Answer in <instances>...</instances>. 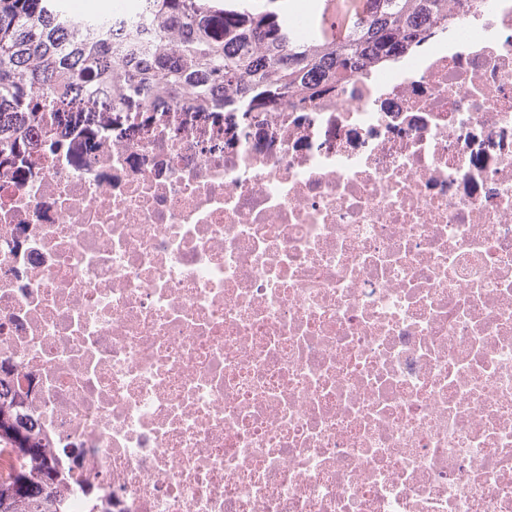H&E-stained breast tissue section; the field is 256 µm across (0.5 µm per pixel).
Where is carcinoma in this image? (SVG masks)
<instances>
[{"instance_id": "obj_1", "label": "carcinoma", "mask_w": 512, "mask_h": 512, "mask_svg": "<svg viewBox=\"0 0 512 512\" xmlns=\"http://www.w3.org/2000/svg\"><path fill=\"white\" fill-rule=\"evenodd\" d=\"M145 33L73 17L66 0H0V152L41 125L92 123L101 98L136 110L153 102L209 108L224 119L248 102L313 101L364 71L395 61L448 29L450 0H343L339 37L291 34L289 0H145ZM48 449L20 389L0 377V512H62L67 475L45 467Z\"/></svg>"}]
</instances>
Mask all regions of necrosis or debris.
Returning a JSON list of instances; mask_svg holds the SVG:
<instances>
[{
  "label": "necrosis or debris",
  "instance_id": "obj_1",
  "mask_svg": "<svg viewBox=\"0 0 512 512\" xmlns=\"http://www.w3.org/2000/svg\"><path fill=\"white\" fill-rule=\"evenodd\" d=\"M454 11L230 150L171 106L0 156V367L65 512H512V0Z\"/></svg>",
  "mask_w": 512,
  "mask_h": 512
}]
</instances>
